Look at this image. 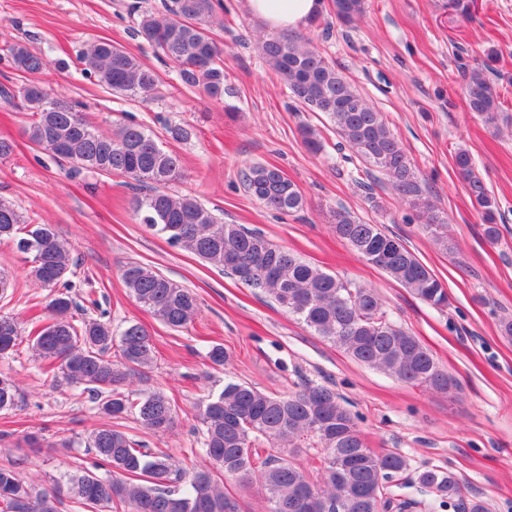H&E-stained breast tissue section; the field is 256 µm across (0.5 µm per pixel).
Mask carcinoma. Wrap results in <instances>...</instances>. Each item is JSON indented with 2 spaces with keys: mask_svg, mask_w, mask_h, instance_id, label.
Wrapping results in <instances>:
<instances>
[{
  "mask_svg": "<svg viewBox=\"0 0 512 512\" xmlns=\"http://www.w3.org/2000/svg\"><path fill=\"white\" fill-rule=\"evenodd\" d=\"M220 0H167L164 14L130 5L137 14L138 35L172 62L181 80L201 88L213 100L232 94L224 75L223 50L211 36L219 23ZM336 20L349 25L365 12V0H330ZM266 63L302 108L326 113L342 141L386 177L391 189L439 242H447L445 221L434 213L422 180L398 137L376 111L319 52L288 37L259 46ZM15 69L29 76L14 94L29 112L25 129L34 147L71 163L70 174H121L138 190L134 211L167 242L233 276L237 282L272 298L353 360L376 368L403 383L447 393L454 378L385 308L371 288L341 279L273 243L262 232L242 224H226L190 195L176 194L169 184L181 171L178 154L162 148L153 134L135 123H120L110 132L98 130L79 110L49 95L36 79L46 66L43 56L24 43L9 47ZM84 72L115 92L147 103L154 97L153 70L108 39L88 42L80 51ZM499 55L490 50L484 62L466 71L469 111L489 128L499 129L501 101L485 78ZM454 166L473 206L483 214L484 238L500 239L498 203L476 170L472 154L459 149ZM245 190L264 207L282 214L304 208L305 199L282 170L256 163L241 174ZM336 236L367 263L383 271L426 305L448 307V292L399 237L377 224H365L340 208L332 213ZM0 240L29 259L30 276L49 290L48 322L24 331L16 318L0 315V359H13L21 344L53 374L59 386L88 394L103 417H133L144 434L161 437L176 425L177 403L158 390L133 396L127 379L144 376L156 360V346L147 329L132 324L115 332L112 323L78 317L70 295L74 245L51 224L26 220L0 200ZM120 276L125 288L164 325L185 328L195 322L199 306L194 293L151 268L127 262ZM119 359H112V347ZM228 354L224 344L208 347L206 359L218 369ZM16 380L0 372V411L22 402ZM198 453L208 465L190 473L171 456L149 448L137 436L104 423L84 442L94 455V470L66 472L64 483L84 512H241L237 498L217 476L222 472L242 486L255 485L268 512H392L395 478L409 470L407 457L396 449L376 453L366 445L351 412L336 391L324 384H306L286 395H273L233 380L210 392L197 406ZM320 448L319 478L281 457L282 448ZM416 480L458 512H490L481 498L462 496L452 471L430 468ZM61 486L38 489L24 481L12 465L0 466V512H58Z\"/></svg>",
  "mask_w": 512,
  "mask_h": 512,
  "instance_id": "1",
  "label": "carcinoma"
}]
</instances>
